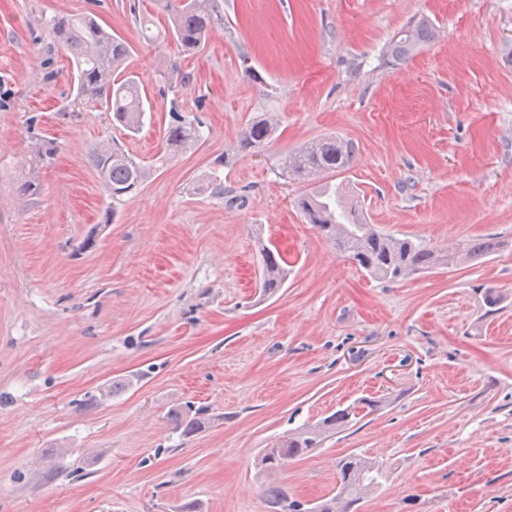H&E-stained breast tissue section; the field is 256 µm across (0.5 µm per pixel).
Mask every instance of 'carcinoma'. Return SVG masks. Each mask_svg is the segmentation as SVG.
Listing matches in <instances>:
<instances>
[{"label":"carcinoma","mask_w":512,"mask_h":512,"mask_svg":"<svg viewBox=\"0 0 512 512\" xmlns=\"http://www.w3.org/2000/svg\"><path fill=\"white\" fill-rule=\"evenodd\" d=\"M169 12L171 24L165 32L179 52H199L208 33L224 24V0H159ZM48 34L71 59L76 82L75 102L99 105L112 113V122L131 134L139 131L146 108L140 91V79L129 70L131 46L121 36L104 28L93 16H55L48 22ZM436 37L431 23L420 18L409 22L391 39L387 54L403 59ZM277 121L256 117L241 133L237 149L253 152L272 138ZM201 122L187 119L180 112L170 113L164 139L173 153L192 149L200 139ZM351 141L340 136H324L286 155L280 176L292 181H309L312 187L298 199V207L307 223L313 225L332 246L354 261L369 276L384 280L407 278L414 274L446 267L463 260H480L502 252L504 243L497 237L467 238L457 243V251L448 253L408 238L380 232L367 223L362 207L333 183V174L347 170L354 158ZM92 163L107 194L116 204L141 187L150 170L136 161L117 143L92 149ZM260 293L264 298L277 295L283 288L288 270L279 250L262 246ZM381 401L364 398L354 406L336 410L320 421L307 424L280 436L263 449L258 469L269 478L278 474L283 460L303 457L320 447L329 434L345 427L361 412L372 413ZM167 419L183 436L202 431L212 420L208 408L187 402L170 410ZM336 494L317 503L319 512H354V506L376 492L386 478L383 466L352 454L338 465ZM265 498L271 512H307L288 486L270 480Z\"/></svg>","instance_id":"1"}]
</instances>
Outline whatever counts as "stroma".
<instances>
[{
    "mask_svg": "<svg viewBox=\"0 0 512 512\" xmlns=\"http://www.w3.org/2000/svg\"><path fill=\"white\" fill-rule=\"evenodd\" d=\"M138 11L168 24L157 0H0V512H268L263 448L363 397L381 408L293 460L277 476L289 491L320 500L359 454L387 479L358 512H512V0H224L189 56L145 43ZM88 13L131 46L138 133L72 103L46 23ZM422 16L441 39L388 61ZM174 107L202 128L170 159ZM266 112L274 139L237 152ZM327 135L353 142L336 180L379 230L507 248L367 276L304 221L305 184L278 176ZM112 140L154 172L106 224L90 152ZM266 243L288 263L269 299ZM188 401L213 421L185 437L166 415Z\"/></svg>",
    "mask_w": 512,
    "mask_h": 512,
    "instance_id": "obj_1",
    "label": "stroma"
}]
</instances>
